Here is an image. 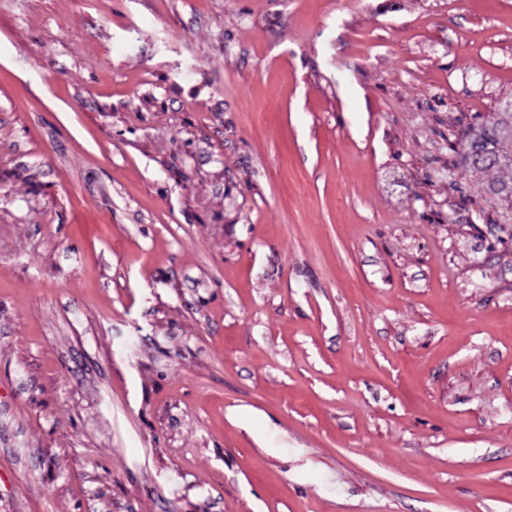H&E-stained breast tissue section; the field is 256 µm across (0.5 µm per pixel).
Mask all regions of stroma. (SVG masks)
I'll return each mask as SVG.
<instances>
[{
  "label": "stroma",
  "mask_w": 512,
  "mask_h": 512,
  "mask_svg": "<svg viewBox=\"0 0 512 512\" xmlns=\"http://www.w3.org/2000/svg\"><path fill=\"white\" fill-rule=\"evenodd\" d=\"M512 0H0V512H512ZM470 132L466 134L460 141L457 139L453 144L455 154L460 159L469 163L472 167H480V162L485 158L486 154L483 151L484 133L480 129V125L470 123Z\"/></svg>",
  "instance_id": "stroma-1"
}]
</instances>
